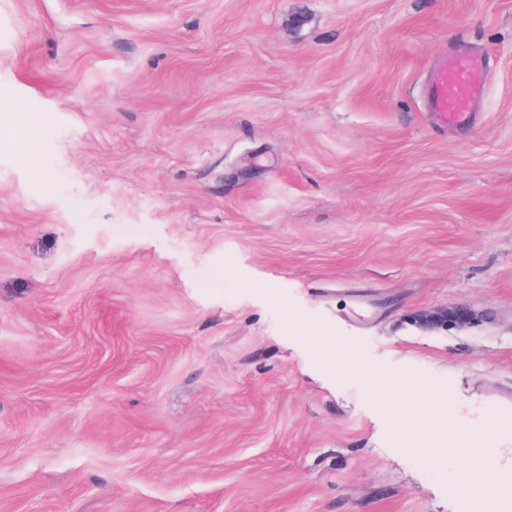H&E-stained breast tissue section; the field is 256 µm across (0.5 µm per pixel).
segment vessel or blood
<instances>
[{"mask_svg":"<svg viewBox=\"0 0 512 512\" xmlns=\"http://www.w3.org/2000/svg\"><path fill=\"white\" fill-rule=\"evenodd\" d=\"M486 76L485 61L476 54L455 55L443 60L433 72L429 105L444 122L466 119L472 100L480 93Z\"/></svg>","mask_w":512,"mask_h":512,"instance_id":"vessel-or-blood-1","label":"vessel or blood"}]
</instances>
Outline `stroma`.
I'll return each mask as SVG.
<instances>
[{"label": "stroma", "instance_id": "35a3bbf8", "mask_svg": "<svg viewBox=\"0 0 512 512\" xmlns=\"http://www.w3.org/2000/svg\"><path fill=\"white\" fill-rule=\"evenodd\" d=\"M16 101L0 512H459L456 441L401 442L349 349L512 448V0H0ZM486 76L485 61L476 54L455 55L441 62L429 85V105L444 122L466 119Z\"/></svg>", "mask_w": 512, "mask_h": 512}]
</instances>
